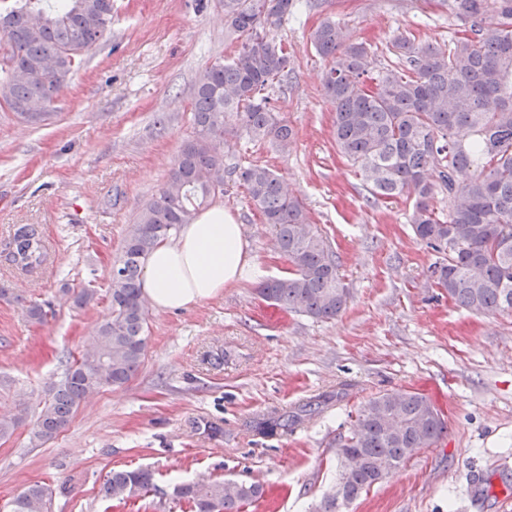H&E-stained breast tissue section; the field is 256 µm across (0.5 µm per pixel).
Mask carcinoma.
<instances>
[{
    "instance_id": "obj_1",
    "label": "carcinoma",
    "mask_w": 512,
    "mask_h": 512,
    "mask_svg": "<svg viewBox=\"0 0 512 512\" xmlns=\"http://www.w3.org/2000/svg\"><path fill=\"white\" fill-rule=\"evenodd\" d=\"M293 0H224L228 30L242 39L229 61L199 75L192 93L193 135L166 184L140 210L112 265L111 313L81 357L66 361L48 390L30 443L41 447L71 421L86 396L121 386L145 356L147 308L141 297L145 262L157 245L224 194L236 174L276 235L288 273L260 284L259 294L284 309L319 321L345 310L349 293L338 275L330 242L313 224L303 201L266 166H224V140L240 132L286 151L294 130L272 104L267 89L287 74L288 45L270 36ZM459 31L448 50L416 43L399 33L396 60L366 83L374 50L340 22L324 19L313 34L316 53L328 61L323 95L334 112L337 150L358 169L372 198L411 201L417 239L442 260L430 279L456 306L473 313L512 312V0H452ZM112 0H0V104L23 121L46 120L57 84L84 54L106 38ZM448 199L438 212L434 197ZM4 261L26 272L40 269L47 248L39 226L18 224ZM75 306L96 299L93 288L65 286ZM29 319L44 324L51 306L32 303ZM447 430L431 400L418 392L384 393L359 410L339 453L363 459L347 476L343 503L326 496L318 512H340L379 481L380 470L399 467L418 448ZM146 468L112 471L101 492L124 501L154 488ZM174 494L191 512H244L262 497L245 480L181 483ZM53 491L34 482L12 499L11 512H52Z\"/></svg>"
}]
</instances>
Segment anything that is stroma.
Instances as JSON below:
<instances>
[{
	"label": "stroma",
	"mask_w": 512,
	"mask_h": 512,
	"mask_svg": "<svg viewBox=\"0 0 512 512\" xmlns=\"http://www.w3.org/2000/svg\"><path fill=\"white\" fill-rule=\"evenodd\" d=\"M335 18L393 61L392 40L447 46L456 19L443 0H295L276 31L291 53L269 95L295 132L288 152L228 137L227 168H271L303 200L337 256L346 310L319 322L271 305L254 282L175 312L148 314L144 361L125 385L85 399L69 425L32 447L47 389L69 355L88 350L110 315L112 263L129 224L158 195L193 133L192 89L233 57L224 0H112V30L66 79L40 126L0 107V242L39 225L49 251L34 273L0 263V414L20 415L0 440V508L29 483L55 489L53 512H189L175 484L245 479L263 497L247 512H316L336 489V460L371 397L414 391L447 431L390 471L345 512H502L512 501V313L474 314L429 278L438 253L417 239L403 200H368L336 149L322 95L326 63L312 46ZM220 204L242 224L266 277L288 262L239 181ZM97 289L72 308L63 284ZM51 305L39 325L26 308ZM221 362H214V355ZM264 420L278 421L269 434ZM223 427L212 437L207 424ZM151 468L148 502L115 507L101 487L114 470Z\"/></svg>",
	"instance_id": "stroma-1"
}]
</instances>
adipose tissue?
Masks as SVG:
<instances>
[{"mask_svg":"<svg viewBox=\"0 0 512 512\" xmlns=\"http://www.w3.org/2000/svg\"><path fill=\"white\" fill-rule=\"evenodd\" d=\"M261 275L241 225L216 205L182 225L175 239L155 248L146 262L142 291L156 311L173 312Z\"/></svg>","mask_w":512,"mask_h":512,"instance_id":"ef3b65f1","label":"adipose tissue"}]
</instances>
